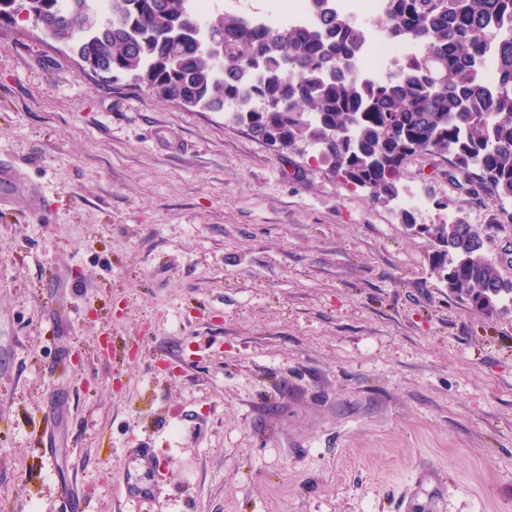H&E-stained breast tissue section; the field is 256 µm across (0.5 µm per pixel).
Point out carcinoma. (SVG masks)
I'll return each mask as SVG.
<instances>
[{
  "instance_id": "cac0c4a2",
  "label": "carcinoma",
  "mask_w": 512,
  "mask_h": 512,
  "mask_svg": "<svg viewBox=\"0 0 512 512\" xmlns=\"http://www.w3.org/2000/svg\"><path fill=\"white\" fill-rule=\"evenodd\" d=\"M314 22L271 27L225 9L201 21L196 0H0L60 31L97 76L128 78L188 108L228 112L281 150L317 149L333 174L388 201L403 166L432 155L470 204L501 203L512 224V0H385V37L414 48L386 74H359L369 32L329 0ZM493 64L495 80L482 72ZM434 271L487 315L512 303V280L463 219L434 225Z\"/></svg>"
}]
</instances>
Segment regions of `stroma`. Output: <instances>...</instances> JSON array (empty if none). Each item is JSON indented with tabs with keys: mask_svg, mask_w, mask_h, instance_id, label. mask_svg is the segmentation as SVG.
<instances>
[{
	"mask_svg": "<svg viewBox=\"0 0 512 512\" xmlns=\"http://www.w3.org/2000/svg\"><path fill=\"white\" fill-rule=\"evenodd\" d=\"M0 512H512V308L423 225L512 224L411 158L393 202L0 22ZM53 455H45V447ZM154 457L143 466L137 449ZM153 487L127 496L124 475Z\"/></svg>",
	"mask_w": 512,
	"mask_h": 512,
	"instance_id": "obj_1",
	"label": "stroma"
}]
</instances>
